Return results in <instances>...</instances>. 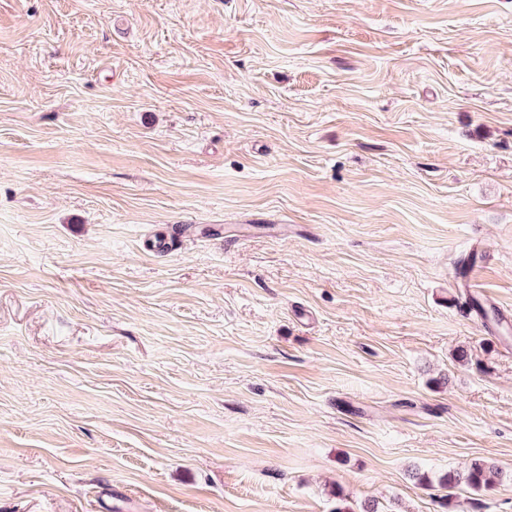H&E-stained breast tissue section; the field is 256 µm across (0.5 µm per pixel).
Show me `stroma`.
<instances>
[{
  "label": "stroma",
  "instance_id": "obj_1",
  "mask_svg": "<svg viewBox=\"0 0 512 512\" xmlns=\"http://www.w3.org/2000/svg\"><path fill=\"white\" fill-rule=\"evenodd\" d=\"M340 497L512 512V0H0V512ZM500 472L495 465L487 460L476 458L459 470H454L440 478V484L448 488L463 487L474 493L492 489Z\"/></svg>",
  "mask_w": 512,
  "mask_h": 512
}]
</instances>
